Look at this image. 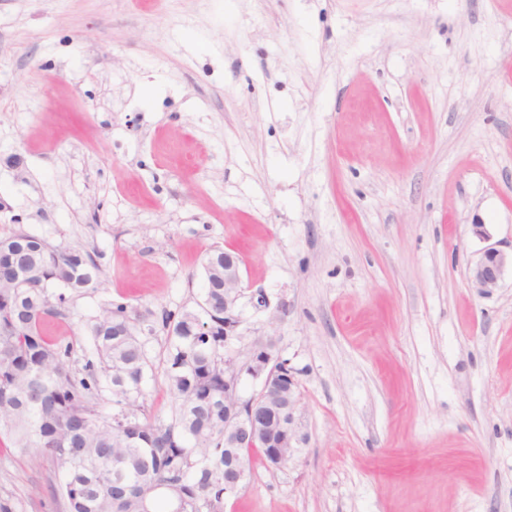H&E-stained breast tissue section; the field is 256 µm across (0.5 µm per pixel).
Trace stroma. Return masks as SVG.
Instances as JSON below:
<instances>
[{
    "label": "stroma",
    "instance_id": "stroma-1",
    "mask_svg": "<svg viewBox=\"0 0 512 512\" xmlns=\"http://www.w3.org/2000/svg\"><path fill=\"white\" fill-rule=\"evenodd\" d=\"M512 0H0V239L90 252L46 335L196 307L243 258L305 437L224 512H512ZM266 306H258V296ZM0 437V497L66 512ZM478 235L488 244L481 250L479 257L469 266V279L480 294L489 295L499 288L505 273L510 269L512 275V249L505 251L497 243H489L491 235L485 225H475Z\"/></svg>",
    "mask_w": 512,
    "mask_h": 512
}]
</instances>
